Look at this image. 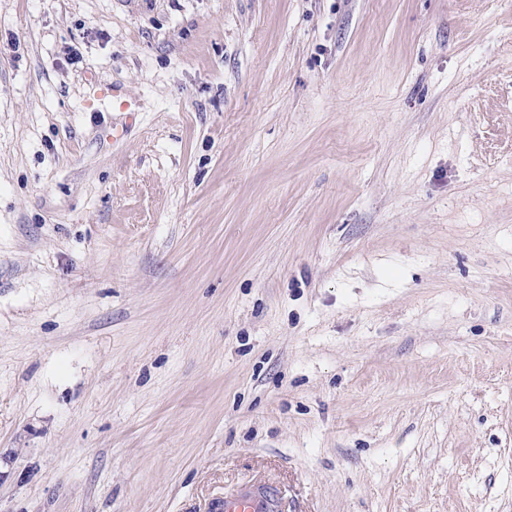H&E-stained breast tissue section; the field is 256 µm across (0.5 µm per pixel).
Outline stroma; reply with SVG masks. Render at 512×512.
<instances>
[{"label": "stroma", "instance_id": "obj_1", "mask_svg": "<svg viewBox=\"0 0 512 512\" xmlns=\"http://www.w3.org/2000/svg\"><path fill=\"white\" fill-rule=\"evenodd\" d=\"M512 512V0H0V512ZM281 498L267 483H246L237 492L212 505V512H279Z\"/></svg>", "mask_w": 512, "mask_h": 512}]
</instances>
